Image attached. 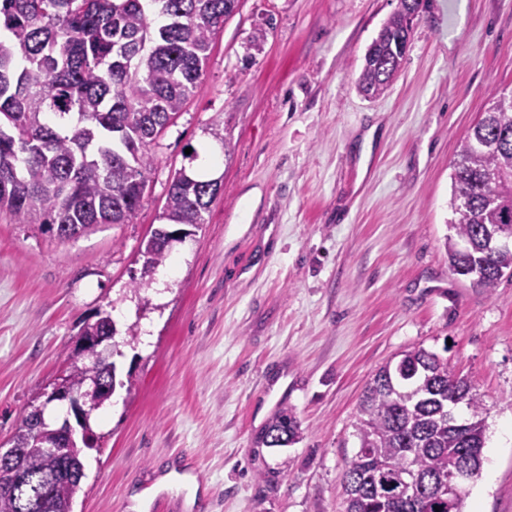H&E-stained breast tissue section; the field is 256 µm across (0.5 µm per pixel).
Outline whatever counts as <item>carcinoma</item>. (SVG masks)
<instances>
[{"label": "carcinoma", "mask_w": 512, "mask_h": 512, "mask_svg": "<svg viewBox=\"0 0 512 512\" xmlns=\"http://www.w3.org/2000/svg\"><path fill=\"white\" fill-rule=\"evenodd\" d=\"M239 0H0V216L37 224L61 241L69 228L131 224L154 172L151 146L201 84L217 32ZM398 0L367 46L357 89L384 94L399 74L408 12ZM164 18L160 25L152 15ZM449 269L494 288L512 277V244L487 249L479 237L512 225V92L499 90L460 142L451 165ZM207 181L175 174L163 206L167 226H197L216 197ZM166 231L144 242L134 289L167 258ZM76 392L102 369L69 357ZM403 369L380 367L354 424L358 450L344 472L346 512H463L448 496V474L479 470L485 413L481 396L448 360L423 347L401 354ZM463 404L469 418L448 420ZM298 422L283 410L265 443L285 447ZM12 445L39 498L37 512H70L75 484L64 460L35 445L26 425Z\"/></svg>", "instance_id": "obj_1"}]
</instances>
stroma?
<instances>
[{"instance_id":"35a3bbf8","label":"stroma","mask_w":512,"mask_h":512,"mask_svg":"<svg viewBox=\"0 0 512 512\" xmlns=\"http://www.w3.org/2000/svg\"><path fill=\"white\" fill-rule=\"evenodd\" d=\"M397 0H240L201 85L153 148L130 224L60 241L0 218V444L109 313L119 378L73 512H343L366 383L421 346L468 377L486 443L466 512H512V279L448 268L450 163L512 90V0H426L379 98L354 82ZM263 29L260 48L245 45ZM224 129L223 140L211 134ZM222 181L166 273L133 289L186 148ZM294 443L263 436L280 409Z\"/></svg>"}]
</instances>
